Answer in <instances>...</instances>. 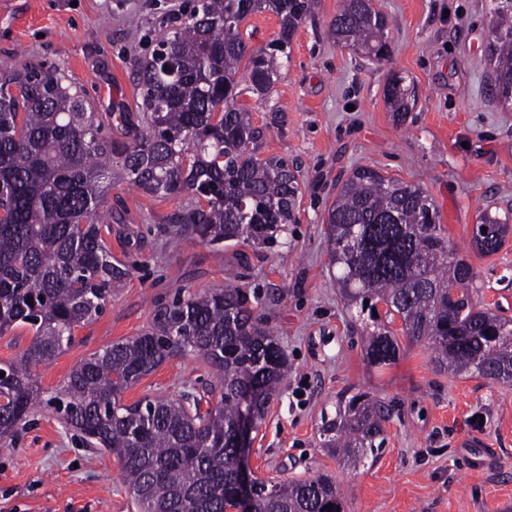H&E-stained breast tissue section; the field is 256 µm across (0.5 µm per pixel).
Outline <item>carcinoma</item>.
I'll list each match as a JSON object with an SVG mask.
<instances>
[{"label":"carcinoma","instance_id":"1","mask_svg":"<svg viewBox=\"0 0 512 512\" xmlns=\"http://www.w3.org/2000/svg\"><path fill=\"white\" fill-rule=\"evenodd\" d=\"M315 4L195 0L151 59L136 65L143 116L139 124L120 116L134 129L122 147L100 135L89 101L60 65L0 71V336L22 326L33 332L19 361L0 367L1 443L46 403L86 444L118 458L140 512L239 507L240 395L252 392L263 420L287 371L284 348L240 287L157 303L148 329L89 355L47 401L32 368L61 354L129 274L112 260L105 239L111 227H103L99 214L112 183V155L122 157L126 178L145 194L191 192L206 202L167 216L173 243H268L296 223L297 177L285 160L257 157L263 128L238 103L237 74L245 69L249 89L267 94ZM263 12L277 16L280 30L256 48L240 26ZM387 28L386 16L366 0H340L329 35L380 59L388 50ZM483 55L492 99L512 107V0H493ZM385 96L402 120L415 92L396 76ZM326 224L334 281L348 306L363 315L385 302L404 336L427 344L439 372L512 383V321L474 304L473 267L445 235L427 191L358 167L338 189ZM511 231L509 214L485 211L471 243L492 254ZM365 345L373 365L389 364L399 352L387 329L367 333ZM188 354L212 369L206 396L121 404L126 389ZM390 418L391 409L368 394L340 400L335 417L324 421L322 448L355 469L382 447ZM345 504L341 487L323 473L273 483L252 497L251 512H345Z\"/></svg>","mask_w":512,"mask_h":512}]
</instances>
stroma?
<instances>
[{
    "label": "stroma",
    "instance_id": "1",
    "mask_svg": "<svg viewBox=\"0 0 512 512\" xmlns=\"http://www.w3.org/2000/svg\"><path fill=\"white\" fill-rule=\"evenodd\" d=\"M191 0H0V67L30 60L59 64L117 142L121 112L141 109L137 62L158 36L178 27ZM337 0H318L297 29L288 63L265 97L239 101L264 127V158L296 166L297 221L269 244L185 240L170 246L160 228L193 194L169 198L134 188L112 166L102 207L108 243L129 269L103 312L78 327L73 343L35 369L45 393L92 353L140 334L154 303L183 289L240 284L263 325L288 355V372L251 434L247 465L263 480L331 475L346 512H512V384L436 372L426 344L370 366L362 334L334 282L324 220L340 181L358 166L421 185L449 240L477 274L476 304L512 320V235L494 254L471 246L484 210H512V110L488 91L483 46L491 0H379L388 16V56L379 61L327 36ZM405 77L417 101L395 122L384 98ZM203 359L162 364L121 396L124 405L179 397L208 379ZM367 393L392 406L375 459L349 469L321 446L322 419L342 396ZM0 512H138L112 453L85 447L59 414L41 406L15 442L0 447Z\"/></svg>",
    "mask_w": 512,
    "mask_h": 512
}]
</instances>
